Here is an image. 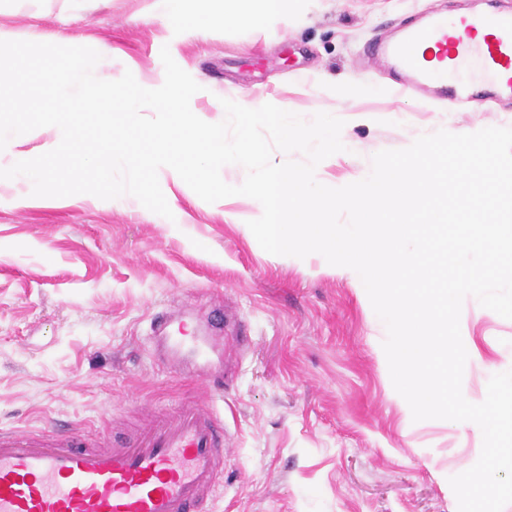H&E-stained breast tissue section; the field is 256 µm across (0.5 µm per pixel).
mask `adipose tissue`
Listing matches in <instances>:
<instances>
[{
	"label": "adipose tissue",
	"mask_w": 512,
	"mask_h": 512,
	"mask_svg": "<svg viewBox=\"0 0 512 512\" xmlns=\"http://www.w3.org/2000/svg\"><path fill=\"white\" fill-rule=\"evenodd\" d=\"M187 12L184 0H157L162 15L205 32L217 25H245L259 28L294 13L298 0H195Z\"/></svg>",
	"instance_id": "adipose-tissue-1"
}]
</instances>
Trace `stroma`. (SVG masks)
Returning <instances> with one entry per match:
<instances>
[{
  "mask_svg": "<svg viewBox=\"0 0 512 512\" xmlns=\"http://www.w3.org/2000/svg\"><path fill=\"white\" fill-rule=\"evenodd\" d=\"M484 0H300L288 20L209 34L153 15V0H0V29L25 40L62 32L103 51L96 76L162 82L160 58L199 84L192 111L218 123L222 99L290 103L342 118L328 184L371 170L382 150L444 129L512 127V106L426 101L396 88L365 46L415 16ZM159 182L165 218L125 195L18 208L0 195V427L65 430L170 409L195 394L156 368L153 318L224 313V429L230 453L216 512H458L449 479L471 468L482 435L466 422L414 421L393 387L387 332L369 298L323 256L264 251L244 226L250 198L223 208ZM479 351L462 391L484 400L512 369V320L466 297Z\"/></svg>",
  "mask_w": 512,
  "mask_h": 512,
  "instance_id": "35a3bbf8",
  "label": "stroma"
}]
</instances>
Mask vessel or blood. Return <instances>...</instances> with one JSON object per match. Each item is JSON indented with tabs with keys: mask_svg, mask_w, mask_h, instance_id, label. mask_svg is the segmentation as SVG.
Masks as SVG:
<instances>
[{
	"mask_svg": "<svg viewBox=\"0 0 512 512\" xmlns=\"http://www.w3.org/2000/svg\"><path fill=\"white\" fill-rule=\"evenodd\" d=\"M368 54L423 95L459 104H512V13L424 17ZM154 318L159 360L180 366L197 396L148 415L132 441L103 447L82 429H0V512H213L224 488V417L207 373L222 350L221 321L208 335H173Z\"/></svg>",
	"mask_w": 512,
	"mask_h": 512,
	"instance_id": "b4317fda",
	"label": "vessel or blood"
}]
</instances>
